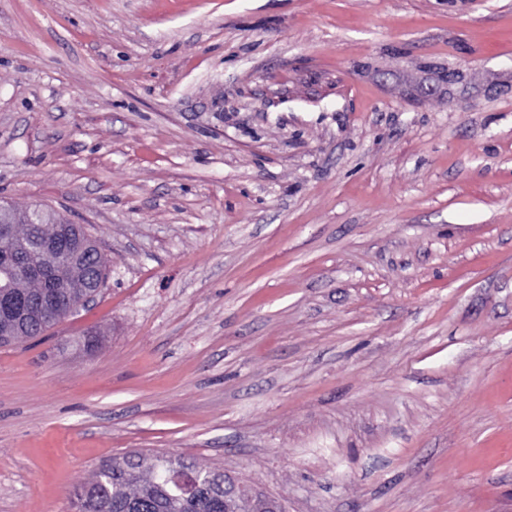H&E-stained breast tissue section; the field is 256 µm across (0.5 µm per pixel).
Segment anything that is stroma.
<instances>
[{
  "mask_svg": "<svg viewBox=\"0 0 512 512\" xmlns=\"http://www.w3.org/2000/svg\"><path fill=\"white\" fill-rule=\"evenodd\" d=\"M0 199L108 260L0 347V512H512V0H0ZM182 471L196 473L200 479L216 476L223 488L190 494L176 481ZM225 475L181 459L148 458L134 451L102 464L75 492L73 504L78 512H225Z\"/></svg>",
  "mask_w": 512,
  "mask_h": 512,
  "instance_id": "1",
  "label": "stroma"
}]
</instances>
